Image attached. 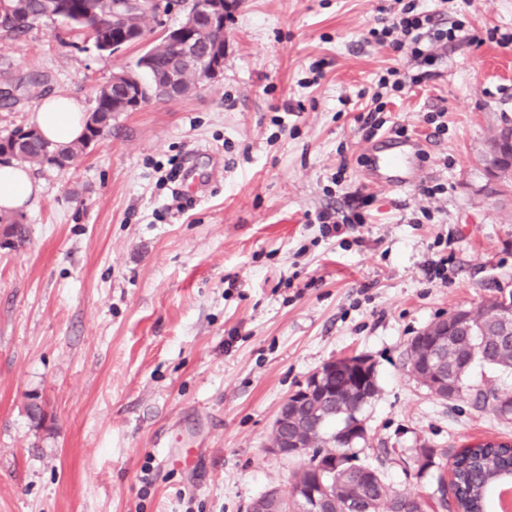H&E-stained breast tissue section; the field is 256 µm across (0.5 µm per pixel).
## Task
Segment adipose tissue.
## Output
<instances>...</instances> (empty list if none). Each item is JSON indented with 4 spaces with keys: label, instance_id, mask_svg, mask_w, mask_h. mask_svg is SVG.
Listing matches in <instances>:
<instances>
[{
    "label": "adipose tissue",
    "instance_id": "adipose-tissue-1",
    "mask_svg": "<svg viewBox=\"0 0 512 512\" xmlns=\"http://www.w3.org/2000/svg\"><path fill=\"white\" fill-rule=\"evenodd\" d=\"M33 122L45 140L65 146L82 137L86 118L74 98L50 96L34 112ZM38 191L39 187L26 166L14 161L0 164L1 212L21 209Z\"/></svg>",
    "mask_w": 512,
    "mask_h": 512
}]
</instances>
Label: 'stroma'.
I'll return each instance as SVG.
<instances>
[{"label":"stroma","instance_id":"35a3bbf8","mask_svg":"<svg viewBox=\"0 0 512 512\" xmlns=\"http://www.w3.org/2000/svg\"><path fill=\"white\" fill-rule=\"evenodd\" d=\"M386 4L237 0L218 78L114 113L73 166L32 168L41 191L13 214L25 240L0 246V512H247L288 496L301 461L268 449L278 409L346 355L369 358L379 387L359 463L427 512L439 470H419L420 449L512 441V420L440 400L405 365L428 325L512 291V198L487 196L479 161L512 116V0H446L457 38L383 114L423 145L398 189L366 181L361 118L403 64L366 42ZM144 51H99L57 20L0 32V136L49 96L91 112ZM357 188L365 224L325 234L315 212ZM442 257L447 281H429Z\"/></svg>","mask_w":512,"mask_h":512}]
</instances>
